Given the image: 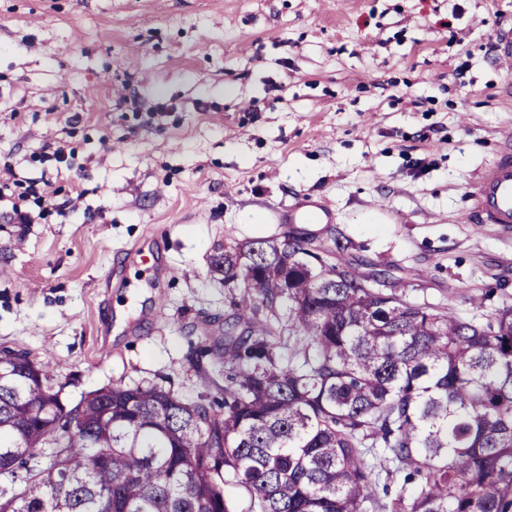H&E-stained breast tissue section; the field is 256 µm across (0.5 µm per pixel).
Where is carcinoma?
I'll return each instance as SVG.
<instances>
[{"mask_svg":"<svg viewBox=\"0 0 512 512\" xmlns=\"http://www.w3.org/2000/svg\"><path fill=\"white\" fill-rule=\"evenodd\" d=\"M345 247H224L247 330L224 333L220 403L137 384L70 408L51 361L1 351L0 512H512V305H410L329 261Z\"/></svg>","mask_w":512,"mask_h":512,"instance_id":"carcinoma-1","label":"carcinoma"}]
</instances>
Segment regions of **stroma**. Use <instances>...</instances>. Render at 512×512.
Returning <instances> with one entry per match:
<instances>
[{
  "mask_svg": "<svg viewBox=\"0 0 512 512\" xmlns=\"http://www.w3.org/2000/svg\"><path fill=\"white\" fill-rule=\"evenodd\" d=\"M510 27L512 0H0V171L53 199L28 224L0 204V350L52 360L71 405L218 393L196 348L242 291L212 259L287 236L299 199L330 208L303 230L338 264L486 322L512 227L468 212L512 133Z\"/></svg>",
  "mask_w": 512,
  "mask_h": 512,
  "instance_id": "1",
  "label": "stroma"
}]
</instances>
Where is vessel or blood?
Segmentation results:
<instances>
[{"mask_svg":"<svg viewBox=\"0 0 512 512\" xmlns=\"http://www.w3.org/2000/svg\"><path fill=\"white\" fill-rule=\"evenodd\" d=\"M470 211L476 223L512 225V136L501 142L495 161L481 172Z\"/></svg>","mask_w":512,"mask_h":512,"instance_id":"vessel-or-blood-1","label":"vessel or blood"}]
</instances>
